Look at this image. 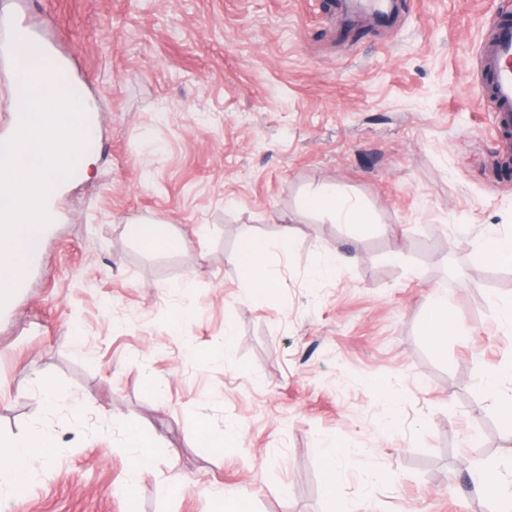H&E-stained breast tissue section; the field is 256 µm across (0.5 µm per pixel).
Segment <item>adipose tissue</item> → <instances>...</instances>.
<instances>
[{
  "label": "adipose tissue",
  "instance_id": "obj_1",
  "mask_svg": "<svg viewBox=\"0 0 512 512\" xmlns=\"http://www.w3.org/2000/svg\"><path fill=\"white\" fill-rule=\"evenodd\" d=\"M312 208L329 214L340 224H360L364 221L361 208L334 186H324L308 197ZM266 246L263 242L244 239L236 255L240 278L248 287L253 301H264L274 290L277 279L265 263ZM64 450L51 435L40 432L0 444V487L12 495L26 492L33 481L32 464L41 458L60 457Z\"/></svg>",
  "mask_w": 512,
  "mask_h": 512
}]
</instances>
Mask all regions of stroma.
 <instances>
[{"label": "stroma", "instance_id": "1", "mask_svg": "<svg viewBox=\"0 0 512 512\" xmlns=\"http://www.w3.org/2000/svg\"><path fill=\"white\" fill-rule=\"evenodd\" d=\"M16 3L90 85L99 147L0 308V438L68 450L0 512H208L236 488L254 512H486L467 437L491 421L487 463L512 475V424L481 391L489 372L512 389V267L472 257L512 234V177L477 58L512 0H400L388 24L340 0ZM326 185L364 223L307 209ZM146 220L183 249H142L126 227ZM246 235L277 274L260 303ZM235 424L240 446L199 438ZM132 430L155 449L137 478ZM333 444L351 454L330 499ZM266 245L252 238L242 241L236 265L240 278L248 287L249 297L255 302L264 301L274 290L277 279L265 263ZM425 323L433 338L439 339L442 336H447L450 327L447 299L442 297L428 299L425 304Z\"/></svg>", "mask_w": 512, "mask_h": 512}]
</instances>
